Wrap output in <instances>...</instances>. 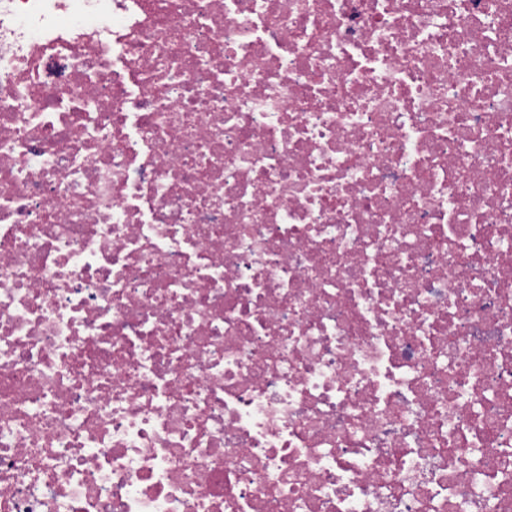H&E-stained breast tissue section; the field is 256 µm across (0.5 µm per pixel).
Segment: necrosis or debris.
<instances>
[{"label":"necrosis or debris","instance_id":"4bbe7bcc","mask_svg":"<svg viewBox=\"0 0 512 512\" xmlns=\"http://www.w3.org/2000/svg\"><path fill=\"white\" fill-rule=\"evenodd\" d=\"M0 512H512V0H0Z\"/></svg>","mask_w":512,"mask_h":512}]
</instances>
